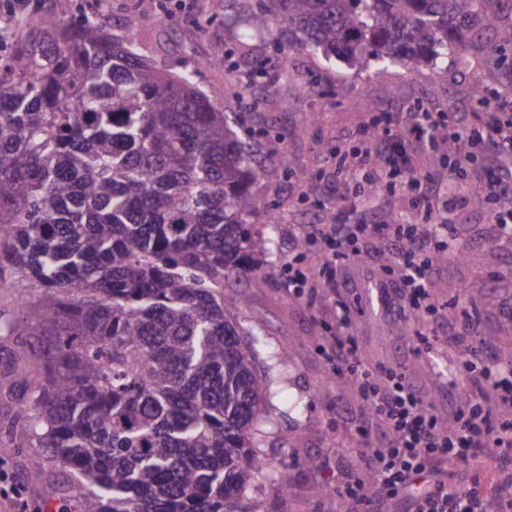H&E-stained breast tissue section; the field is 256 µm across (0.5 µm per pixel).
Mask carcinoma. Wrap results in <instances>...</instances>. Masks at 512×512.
I'll list each match as a JSON object with an SVG mask.
<instances>
[{
  "mask_svg": "<svg viewBox=\"0 0 512 512\" xmlns=\"http://www.w3.org/2000/svg\"><path fill=\"white\" fill-rule=\"evenodd\" d=\"M255 31L285 28L358 68L453 53L494 0H271ZM224 93L264 76L218 49ZM169 75L94 14L47 15L0 55V435L49 480L53 512H264L239 499L272 469L259 455L265 380L225 314L224 278L272 238L249 224L256 159L198 87Z\"/></svg>",
  "mask_w": 512,
  "mask_h": 512,
  "instance_id": "1",
  "label": "carcinoma"
}]
</instances>
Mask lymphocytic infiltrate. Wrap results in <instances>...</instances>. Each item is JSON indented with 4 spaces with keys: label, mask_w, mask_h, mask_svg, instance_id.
Returning a JSON list of instances; mask_svg holds the SVG:
<instances>
[{
    "label": "lymphocytic infiltrate",
    "mask_w": 512,
    "mask_h": 512,
    "mask_svg": "<svg viewBox=\"0 0 512 512\" xmlns=\"http://www.w3.org/2000/svg\"><path fill=\"white\" fill-rule=\"evenodd\" d=\"M512 102V91L496 89L482 103L474 121L458 126L443 114L422 113L410 126L392 123L389 114L377 117L382 132L354 155L340 153L336 161V183L343 193L332 206L334 219L316 224L302 237L305 245H321L326 264L346 256L348 246L363 238H376L399 249L403 258L398 276L384 283L385 305L401 304L413 315L433 313L428 291V273L439 251L436 235L445 224L352 223L356 194L348 187L363 169H371L376 186L403 178L416 194L426 217H433L438 203L432 177L414 172L401 142L407 131L427 139L430 148L452 143V163L464 173L475 158L491 153L495 164L479 181L482 201L499 233L512 232V125L497 112L495 101ZM355 313L341 306L336 329L337 377L349 378L361 402L386 426L390 440L381 445L365 441V456L377 489L392 499L411 486L419 491L410 512H512V477L483 488L466 481V473L482 472L489 458L512 462V377L494 365L479 371L468 368L469 341L457 342L458 363L448 370V389L456 391L460 375L470 382L468 394L452 411V424H443L431 403L408 382L406 369L377 367L360 370L361 356L353 336Z\"/></svg>",
    "instance_id": "lymphocytic-infiltrate-1"
}]
</instances>
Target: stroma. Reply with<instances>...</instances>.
Segmentation results:
<instances>
[{"label":"stroma","instance_id":"stroma-1","mask_svg":"<svg viewBox=\"0 0 512 512\" xmlns=\"http://www.w3.org/2000/svg\"><path fill=\"white\" fill-rule=\"evenodd\" d=\"M171 0H43L42 7L63 20L96 11L112 37L138 32L139 50L157 68L180 72L185 64L200 66L199 87L217 109L243 117L255 131L252 139L261 163L251 183L264 208L253 232L277 228L272 252L260 257L256 273L226 278L224 291L239 298L230 315L245 342L254 344L257 370L267 382L269 412L259 453L275 471L287 474V485L273 478L249 486L244 503L261 502L265 512H345L332 493L337 480L363 477L366 465L355 447L359 430L381 443L386 428L358 399L355 390L338 384L326 353L336 346L339 306L359 311L354 336L365 367L409 366L408 381L427 396L439 413L448 411V368L456 358L454 339L485 337L471 356L474 368L493 359L512 358V245L489 249L494 226L481 203L459 215L457 237L466 245L464 260L435 262L429 271L432 301L441 311L422 321L406 320L376 301V283L397 274L400 255L376 240H360L359 252L338 263L332 284L321 273V249L300 252L303 230L320 223L321 203L337 194L333 156L338 148L360 142V132L374 115L424 109L446 113L451 121L469 120L474 102L487 88H512V12L503 11L497 26L470 44L469 68L456 56L431 65L388 67L373 63L355 69L343 59L294 47L287 38L257 36L239 57L241 69L262 59L276 69L281 55L290 66L274 84L259 83L245 98L224 93L223 70L207 66L214 50L232 31L225 20L244 17L239 0H185L182 11L166 14ZM206 29L193 34L195 22ZM318 86V97L300 95V83ZM289 166H282V156ZM359 218L377 223H423L409 196L388 189L374 193ZM308 276L303 293L288 286V267ZM263 286H255V278ZM475 288L477 324L449 319L444 304L458 299L462 286ZM435 335L432 352H417L418 335ZM34 451L0 438V468L12 472L23 486L21 504L0 499V512H50L55 491L28 468ZM316 466H309V459Z\"/></svg>","mask_w":512,"mask_h":512}]
</instances>
